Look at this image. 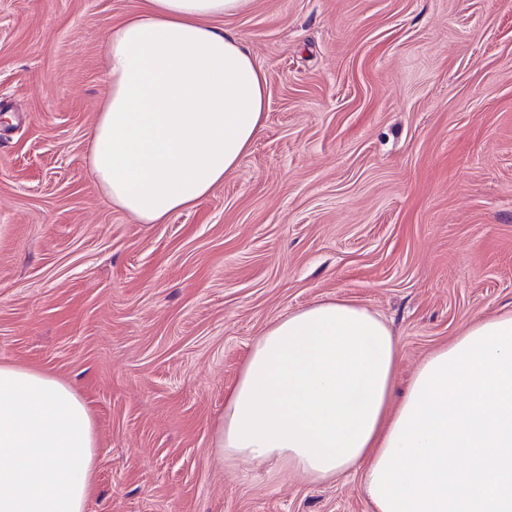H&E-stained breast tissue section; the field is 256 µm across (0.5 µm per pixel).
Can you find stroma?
Wrapping results in <instances>:
<instances>
[{"mask_svg": "<svg viewBox=\"0 0 512 512\" xmlns=\"http://www.w3.org/2000/svg\"><path fill=\"white\" fill-rule=\"evenodd\" d=\"M141 0H0V364L93 412L86 512H373L225 462L224 394L288 312L348 299L398 346L395 390L512 309V0H252L263 127L191 209L142 224L90 175L106 40Z\"/></svg>", "mask_w": 512, "mask_h": 512, "instance_id": "obj_1", "label": "stroma"}]
</instances>
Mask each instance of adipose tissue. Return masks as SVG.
<instances>
[{"label":"adipose tissue","instance_id":"obj_1","mask_svg":"<svg viewBox=\"0 0 512 512\" xmlns=\"http://www.w3.org/2000/svg\"><path fill=\"white\" fill-rule=\"evenodd\" d=\"M249 4L142 0L108 36L87 164L140 223L197 204L260 130L267 77L217 25ZM396 359L388 325L356 302L289 313L252 344L215 446L316 482L362 471L376 512H512V311L475 319L429 355L397 403ZM96 448L70 385L0 364V512H85Z\"/></svg>","mask_w":512,"mask_h":512}]
</instances>
